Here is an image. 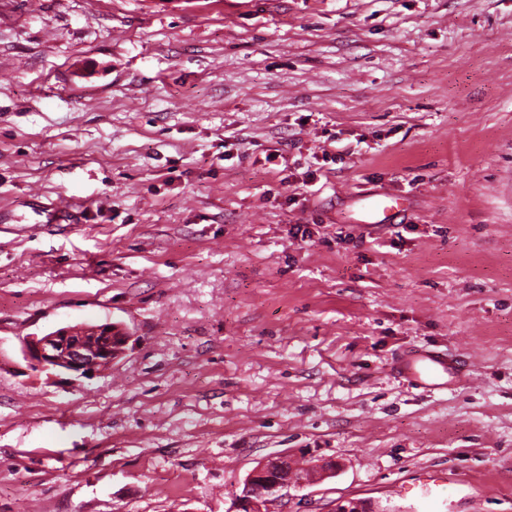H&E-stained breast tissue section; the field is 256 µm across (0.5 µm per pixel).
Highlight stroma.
Instances as JSON below:
<instances>
[{
	"label": "stroma",
	"mask_w": 512,
	"mask_h": 512,
	"mask_svg": "<svg viewBox=\"0 0 512 512\" xmlns=\"http://www.w3.org/2000/svg\"><path fill=\"white\" fill-rule=\"evenodd\" d=\"M224 2L0 0V512H227L283 453L339 469L270 512H512V0ZM105 322L90 377L23 356ZM43 194L38 190L28 193L26 207L30 208L43 220L36 224H77L80 213L76 211L77 205L69 198L62 196L55 199L47 198L43 201ZM393 369L409 384L429 392L461 387L472 375L470 368L431 348L407 351L394 362Z\"/></svg>",
	"instance_id": "stroma-1"
}]
</instances>
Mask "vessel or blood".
Wrapping results in <instances>:
<instances>
[{
  "instance_id": "obj_1",
  "label": "vessel or blood",
  "mask_w": 512,
  "mask_h": 512,
  "mask_svg": "<svg viewBox=\"0 0 512 512\" xmlns=\"http://www.w3.org/2000/svg\"><path fill=\"white\" fill-rule=\"evenodd\" d=\"M27 206L47 224H74L80 217L75 203L69 198L62 196L47 200L37 190L29 191ZM393 369L409 384L429 392L458 388L471 378L470 368L447 353L431 348L407 351L394 362Z\"/></svg>"
}]
</instances>
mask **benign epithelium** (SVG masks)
<instances>
[{
    "label": "benign epithelium",
    "mask_w": 512,
    "mask_h": 512,
    "mask_svg": "<svg viewBox=\"0 0 512 512\" xmlns=\"http://www.w3.org/2000/svg\"><path fill=\"white\" fill-rule=\"evenodd\" d=\"M131 336L121 325L62 327L26 342L25 355L42 371L89 376L108 368L127 350ZM336 474V462L302 474L286 455L267 458L248 474L244 487L234 499L230 512H267V505L283 498L291 487L329 478Z\"/></svg>",
    "instance_id": "obj_1"
}]
</instances>
